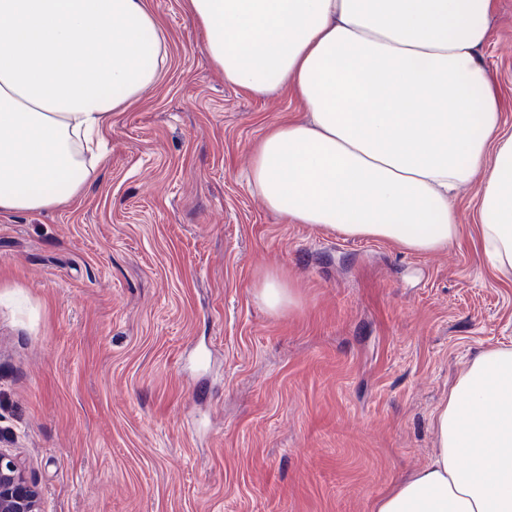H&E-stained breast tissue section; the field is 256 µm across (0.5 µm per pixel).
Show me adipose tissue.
Segmentation results:
<instances>
[{"instance_id": "ef3b65f1", "label": "adipose tissue", "mask_w": 512, "mask_h": 512, "mask_svg": "<svg viewBox=\"0 0 512 512\" xmlns=\"http://www.w3.org/2000/svg\"><path fill=\"white\" fill-rule=\"evenodd\" d=\"M492 0H189L202 50L253 94L290 90L308 117L271 124L250 189L287 223L414 254L459 234L452 195L479 182L488 267L512 271V132L478 59ZM167 62L146 0H0V214L78 199L84 153ZM278 315L284 273L256 284ZM432 460L373 512H512V348L471 359L433 415Z\"/></svg>"}]
</instances>
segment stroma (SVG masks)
Wrapping results in <instances>:
<instances>
[{"label":"stroma","mask_w":512,"mask_h":512,"mask_svg":"<svg viewBox=\"0 0 512 512\" xmlns=\"http://www.w3.org/2000/svg\"><path fill=\"white\" fill-rule=\"evenodd\" d=\"M146 2L168 67L114 118L81 198L0 215V448L43 512H373L431 460L467 362L512 347L479 186L426 256L286 223L246 173L303 107L225 81L187 0ZM488 26L512 132V0ZM269 270L297 296L279 316L254 296Z\"/></svg>","instance_id":"stroma-1"}]
</instances>
